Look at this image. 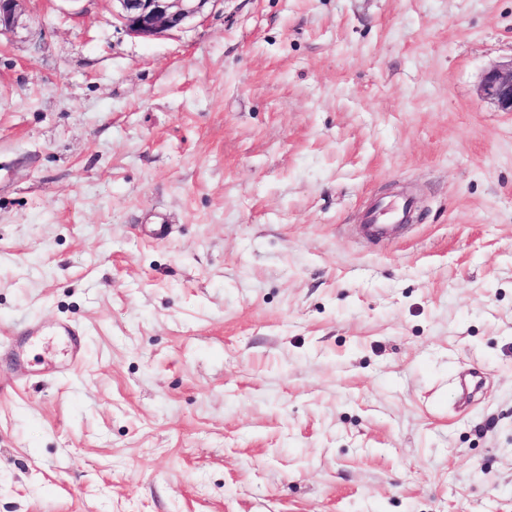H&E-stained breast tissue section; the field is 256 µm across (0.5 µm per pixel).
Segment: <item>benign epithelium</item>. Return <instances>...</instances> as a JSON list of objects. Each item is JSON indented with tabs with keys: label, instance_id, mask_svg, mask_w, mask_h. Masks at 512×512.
<instances>
[{
	"label": "benign epithelium",
	"instance_id": "benign-epithelium-1",
	"mask_svg": "<svg viewBox=\"0 0 512 512\" xmlns=\"http://www.w3.org/2000/svg\"><path fill=\"white\" fill-rule=\"evenodd\" d=\"M21 2L0 0V34H14L27 28ZM215 2L217 0H112V7L127 31L149 37L183 27ZM479 95L499 111L512 112V61L485 70Z\"/></svg>",
	"mask_w": 512,
	"mask_h": 512
}]
</instances>
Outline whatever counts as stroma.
Here are the masks:
<instances>
[{
  "label": "stroma",
  "instance_id": "stroma-1",
  "mask_svg": "<svg viewBox=\"0 0 512 512\" xmlns=\"http://www.w3.org/2000/svg\"><path fill=\"white\" fill-rule=\"evenodd\" d=\"M24 10L0 512H512V113L478 95L512 0H216L154 37L111 0ZM401 194L402 234L364 238ZM56 335L60 336L66 347L65 358L56 366L58 375H70L82 358L83 331L67 323H59ZM461 399L464 403L472 402L482 391L484 386V372L478 366L459 373L456 377Z\"/></svg>",
  "mask_w": 512,
  "mask_h": 512
}]
</instances>
